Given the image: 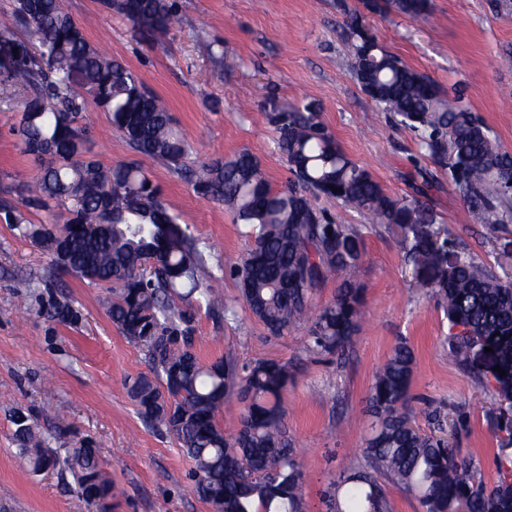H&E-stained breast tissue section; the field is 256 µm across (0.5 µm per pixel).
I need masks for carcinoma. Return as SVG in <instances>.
Masks as SVG:
<instances>
[{
	"label": "carcinoma",
	"instance_id": "obj_1",
	"mask_svg": "<svg viewBox=\"0 0 512 512\" xmlns=\"http://www.w3.org/2000/svg\"><path fill=\"white\" fill-rule=\"evenodd\" d=\"M100 4L156 39L172 29L169 0ZM365 8L420 18L431 3L369 0ZM11 15L12 22L0 25V46L15 45L23 55L0 81V110L22 112L12 132L23 152L45 160L35 184L20 180L15 188L25 194L29 211L65 200L71 207L48 226L33 224L5 194L0 220L47 245L54 270L90 285H113L112 323L146 351L150 367V373L126 381L127 392L139 415L173 434L193 461L203 500L224 506V512H305L304 473L284 428L288 366L272 359L241 365L231 349L219 360L200 362L189 304L203 301L226 314L234 313L233 306L200 282L203 255L196 238L188 226L172 229L177 216L148 172L134 161L104 167L86 147L89 131L79 122L89 96L134 151L182 171L188 144L166 103L86 39L64 0H12ZM345 26L361 89L417 132L420 148L446 170L476 223L511 224L512 154L499 147L459 92H443L388 52L361 11L349 12ZM18 27L27 40L16 38ZM262 116L288 162V188L274 190L248 150L192 174L195 191L223 201L245 228L247 249L230 272L254 318L276 336L307 324L306 350L324 358L342 353L358 335L363 290L354 276L364 242L353 225L317 209L308 197L323 195L365 214L408 247L419 286L445 304L450 355L486 379L499 402L497 428L504 436L494 449L498 477L490 484L474 458L415 426L407 406L415 356L405 343L397 344L371 386L366 466L336 474L324 491L328 512H393L384 490L388 482L414 495L425 512H512V278L494 274L465 251L448 261L437 244L442 228L413 223L419 200L387 192L348 157L317 113L271 98ZM333 278L336 299L315 307L318 288ZM57 288V279L43 280L41 313L78 324L80 311ZM487 347L492 352L485 353ZM232 398L242 412L236 433L228 436L216 414ZM11 423L27 471L61 464L50 447L52 434L35 435L23 410L13 412ZM71 468L78 472L72 491L100 512H112V484L99 469L95 449H79Z\"/></svg>",
	"mask_w": 512,
	"mask_h": 512
}]
</instances>
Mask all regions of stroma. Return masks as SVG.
Here are the masks:
<instances>
[{"mask_svg":"<svg viewBox=\"0 0 512 512\" xmlns=\"http://www.w3.org/2000/svg\"><path fill=\"white\" fill-rule=\"evenodd\" d=\"M177 22L164 43L99 0H64L87 40L135 71L163 98L186 139L184 171L248 150L273 189L287 186L288 164L275 146L277 134L260 114L268 97L311 105L355 163L367 168L390 193H410L419 169L434 183L422 199L433 225L448 231V252L467 246L474 259L497 275L512 276V225L495 229L470 223L468 207L446 173L419 148L414 132L382 111L351 71L344 32L345 9L360 0H173ZM494 0H431L427 19L393 11L367 13L381 44L445 91L460 88L464 100L512 153V11ZM18 112L0 111V191L16 172L36 176L12 127ZM83 125L91 154L104 166L135 160L190 226L205 253L200 271L234 318L207 306L195 309L194 351L202 363L234 348L240 362L275 359L292 380L284 394L285 425L305 476L307 512H326L323 492L343 460L364 466L368 396L375 370L399 342L416 356L409 405L423 420L425 400L446 404L448 442L475 456L494 475L497 403L472 373L448 357V320L430 289L413 285L405 246L363 214L343 211L332 199L314 206L357 228L365 255L356 273L364 288L363 321L354 343L333 360L305 352V328L270 335L240 301L229 267L246 249L241 227L223 202L199 196L190 180L163 161L137 155L110 128L109 116L86 102ZM51 253L0 222V512H97L72 491L67 466L39 474L22 471L20 444L10 416L29 415L34 427L52 433L60 455L97 449L112 483L113 512H213L198 496L194 464L175 437L149 428L124 388L147 373L144 350L125 339L108 314L110 286H92L61 275L64 293L83 314L63 325L38 312L37 294Z\"/></svg>","mask_w":512,"mask_h":512,"instance_id":"obj_1","label":"stroma"}]
</instances>
